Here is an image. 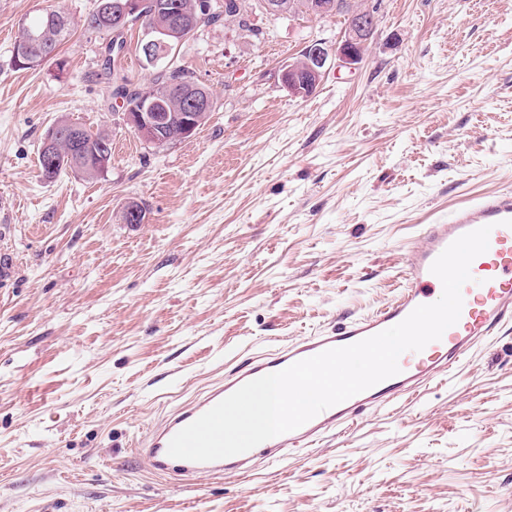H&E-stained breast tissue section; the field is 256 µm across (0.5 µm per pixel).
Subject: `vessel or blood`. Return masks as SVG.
<instances>
[{"label": "vessel or blood", "instance_id": "b4317fda", "mask_svg": "<svg viewBox=\"0 0 512 512\" xmlns=\"http://www.w3.org/2000/svg\"><path fill=\"white\" fill-rule=\"evenodd\" d=\"M490 227L488 249L471 266V281L461 293L458 322L423 350L404 352L400 371L375 386L319 413L300 428L274 437L236 456L194 462L175 459L167 449L173 436L243 384L324 350L343 347L378 334L403 321L417 306L442 294V283L431 271L437 257L457 238ZM404 285L381 308L336 326L247 358L205 392L182 405L150 432L137 451L148 468L160 475L250 474L261 461L275 462L293 448L316 449L326 435L340 434L367 412L391 407L432 381L450 375L483 343L512 324V189L492 192L424 225L418 242L403 256Z\"/></svg>", "mask_w": 512, "mask_h": 512}]
</instances>
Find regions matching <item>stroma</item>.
Wrapping results in <instances>:
<instances>
[{
	"instance_id": "35a3bbf8",
	"label": "stroma",
	"mask_w": 512,
	"mask_h": 512,
	"mask_svg": "<svg viewBox=\"0 0 512 512\" xmlns=\"http://www.w3.org/2000/svg\"><path fill=\"white\" fill-rule=\"evenodd\" d=\"M356 69L293 96L280 65L341 17L200 28L169 61L215 109L154 146L123 123L95 0H0V512H512V331L340 439L241 477L145 468L134 443L246 357L391 302L403 252L512 188V0H378ZM67 13L38 66L22 21ZM125 30L118 72L158 75ZM112 138L92 179L45 180L47 129ZM135 200L144 223H123Z\"/></svg>"
}]
</instances>
